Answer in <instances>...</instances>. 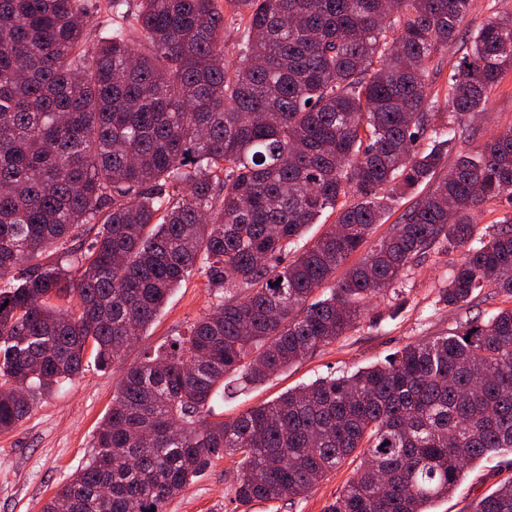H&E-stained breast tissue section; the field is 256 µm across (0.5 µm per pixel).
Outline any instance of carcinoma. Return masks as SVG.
Returning <instances> with one entry per match:
<instances>
[{
    "instance_id": "1",
    "label": "carcinoma",
    "mask_w": 512,
    "mask_h": 512,
    "mask_svg": "<svg viewBox=\"0 0 512 512\" xmlns=\"http://www.w3.org/2000/svg\"><path fill=\"white\" fill-rule=\"evenodd\" d=\"M471 2L140 0L143 43L118 24L90 50L88 0H0V432L87 346L114 363L191 275L215 297L126 368L42 512H164L226 455L241 503L300 496L355 456L328 512H430L469 465L512 455V306L233 420L213 409L341 338L436 245L463 251L445 305L512 298V214L488 234L471 216L512 202V128L447 166L512 68V16L427 95ZM227 21L244 26L234 64ZM468 512H512V476Z\"/></svg>"
}]
</instances>
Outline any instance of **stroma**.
Instances as JSON below:
<instances>
[{
    "mask_svg": "<svg viewBox=\"0 0 512 512\" xmlns=\"http://www.w3.org/2000/svg\"><path fill=\"white\" fill-rule=\"evenodd\" d=\"M504 12L512 13V0H474L460 36L443 54L441 73L431 83V93L445 94L448 76L466 54L471 32ZM474 125L477 138L458 142L457 151L473 149L512 127V69L489 95ZM461 259L458 251H428L409 267L395 292L369 304L355 329L265 384L242 389L235 399L225 402V418H235L299 385L369 367L406 344L447 335L460 322L512 303L501 294L473 307L451 308L440 302V290ZM213 302L205 278L190 277L111 367L87 361L82 373L38 401L15 429L0 432V512H41L44 503L88 461L95 431L112 407V396L126 367L186 330L212 310ZM354 468V463H345L307 494L291 501L242 505L234 498L237 465L233 458L225 457L212 461L167 503L165 512H325ZM511 475L512 466L506 460H484L469 470L447 499L434 505L433 512H466L471 502L491 493Z\"/></svg>",
    "mask_w": 512,
    "mask_h": 512,
    "instance_id": "stroma-1",
    "label": "stroma"
}]
</instances>
